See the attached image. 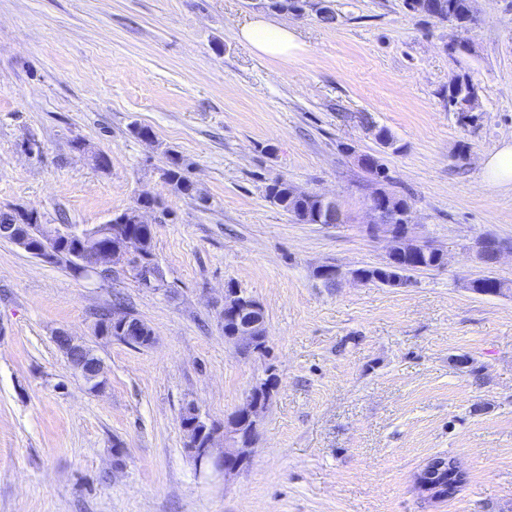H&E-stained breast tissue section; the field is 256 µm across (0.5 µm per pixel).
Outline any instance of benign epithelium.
I'll list each match as a JSON object with an SVG mask.
<instances>
[{
  "label": "benign epithelium",
  "mask_w": 512,
  "mask_h": 512,
  "mask_svg": "<svg viewBox=\"0 0 512 512\" xmlns=\"http://www.w3.org/2000/svg\"><path fill=\"white\" fill-rule=\"evenodd\" d=\"M379 193L374 192L368 200L370 224L365 226L367 235L386 243V255L380 266L395 271L390 279L389 287L405 288L414 278V272L395 268V260L407 251H427L429 243L422 240L416 232V225L407 221L401 224L384 223L383 208L377 204ZM112 236V225L101 224L93 229L78 230L67 224L43 225L45 244L42 253L50 258L54 256V247L71 239H84L92 242L100 237ZM503 246L500 241L486 237L476 244V258L483 260L487 252L500 256ZM143 260L138 263L134 273L144 288L158 289L163 275L150 258L143 256L142 245L138 238L126 236L116 246L99 248L89 246L80 253L79 271L81 276L90 281L105 282L112 279V274L118 267L132 266L131 260L138 257ZM320 275H328L339 281L349 278L355 282L363 281L357 269L344 272L334 265H324L318 270ZM224 319L232 322V334L225 340L233 343L238 351L245 356L267 355V347L260 345L262 336L266 335L267 317L264 306L260 301L237 285L224 288V304L221 309ZM112 324L122 331H136L139 328L137 317L119 308L112 310ZM55 343L67 354V361L75 375L86 387L94 388L106 382L105 365L85 343L78 341L65 330H59L54 336ZM278 379L273 368L267 369V377L253 385L245 403L239 411L224 419V429L217 433H207V421L199 411L189 406L183 413L189 420L183 422L184 447L192 457L196 473L204 476H227L239 471L250 459L252 449L250 444L241 440V427L245 424L256 427L261 415L265 412L274 392ZM448 466V458H435L418 474V486L427 496L434 499H444L434 478Z\"/></svg>",
  "instance_id": "7a95c632"
}]
</instances>
